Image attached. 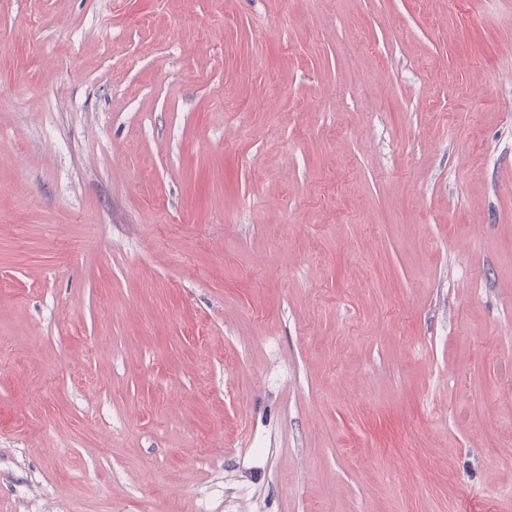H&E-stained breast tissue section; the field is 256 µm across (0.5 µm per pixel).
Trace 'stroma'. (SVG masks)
<instances>
[{
	"label": "stroma",
	"mask_w": 512,
	"mask_h": 512,
	"mask_svg": "<svg viewBox=\"0 0 512 512\" xmlns=\"http://www.w3.org/2000/svg\"><path fill=\"white\" fill-rule=\"evenodd\" d=\"M0 512H512V0H0Z\"/></svg>",
	"instance_id": "obj_1"
}]
</instances>
